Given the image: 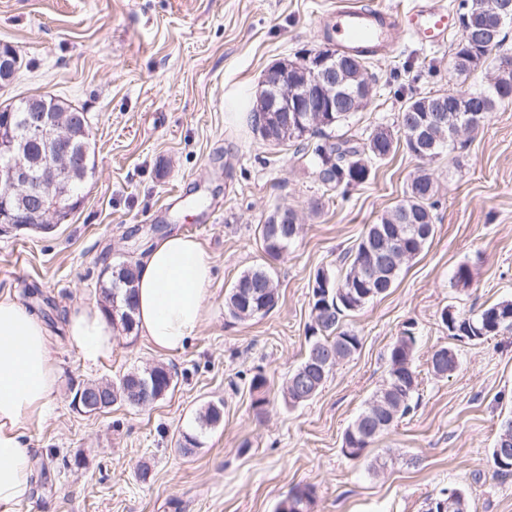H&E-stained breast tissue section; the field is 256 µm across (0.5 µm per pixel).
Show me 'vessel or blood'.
<instances>
[{
  "instance_id": "vessel-or-blood-1",
  "label": "vessel or blood",
  "mask_w": 512,
  "mask_h": 512,
  "mask_svg": "<svg viewBox=\"0 0 512 512\" xmlns=\"http://www.w3.org/2000/svg\"><path fill=\"white\" fill-rule=\"evenodd\" d=\"M330 29L338 49L363 51L370 56L394 52L400 32H408L419 42L438 45L451 27V15L444 0H413L407 12L373 8L362 0H348L329 13Z\"/></svg>"
}]
</instances>
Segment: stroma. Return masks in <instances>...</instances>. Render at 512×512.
Listing matches in <instances>:
<instances>
[{
    "label": "stroma",
    "instance_id": "35a3bbf8",
    "mask_svg": "<svg viewBox=\"0 0 512 512\" xmlns=\"http://www.w3.org/2000/svg\"><path fill=\"white\" fill-rule=\"evenodd\" d=\"M342 2L0 0V45L21 63L17 80L0 87V104L47 94L82 108L96 162L81 206L62 224L0 230V293L50 318L60 374L51 416L28 432L33 482L18 512H274L304 485L315 491L311 512H425L427 499L451 488L467 493L470 512H512V475L488 463L501 421L512 417V333L460 342L440 318L512 300V102L442 160L426 164L401 150L365 184L324 191L294 144L267 145L244 114L269 66L330 44L325 15ZM459 37L455 26L439 46L406 35L393 55L374 58L372 97L337 134L396 126L416 94L486 90L487 79L452 71ZM422 169L438 187L431 243L393 288L345 317L360 346L321 392L288 405L281 387L308 346L316 270L334 265ZM283 204L303 229L271 260L256 227ZM156 225L195 234L210 254L209 317L181 353H157L121 331L111 357L87 366L65 334L67 311L102 303L104 269L138 260ZM463 262L474 274L464 289L453 284ZM256 267L272 273L278 304L235 320L225 298ZM408 325L418 405L349 460L344 432L385 383L389 347ZM441 346L459 360L444 379L427 364ZM153 364L169 366L176 386L149 407L73 410L71 381L113 380ZM259 373L268 381L260 408L250 388ZM219 401L221 422L201 429L199 411ZM185 433L199 438L188 454L177 445Z\"/></svg>",
    "mask_w": 512,
    "mask_h": 512
}]
</instances>
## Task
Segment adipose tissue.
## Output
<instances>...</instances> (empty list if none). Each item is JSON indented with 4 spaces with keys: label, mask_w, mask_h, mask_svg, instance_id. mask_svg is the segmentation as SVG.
Returning <instances> with one entry per match:
<instances>
[{
    "label": "adipose tissue",
    "mask_w": 512,
    "mask_h": 512,
    "mask_svg": "<svg viewBox=\"0 0 512 512\" xmlns=\"http://www.w3.org/2000/svg\"><path fill=\"white\" fill-rule=\"evenodd\" d=\"M213 262L195 238L173 234L153 242L137 262L136 327L161 354L181 352L206 323ZM67 335L83 361L97 365L112 354L116 328L96 305L73 306ZM58 371L50 332L17 297L0 295V512H16L32 477L29 427L51 415Z\"/></svg>",
    "instance_id": "adipose-tissue-1"
}]
</instances>
